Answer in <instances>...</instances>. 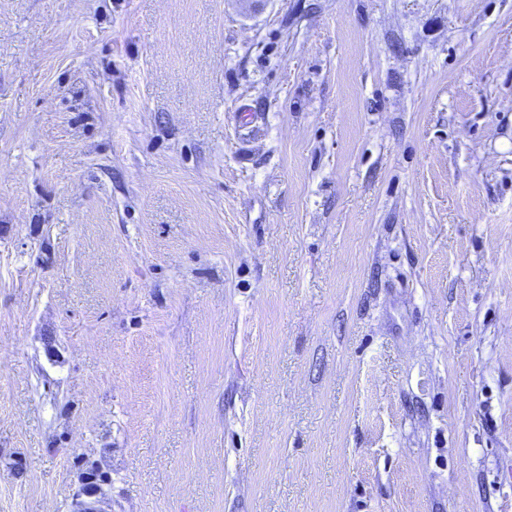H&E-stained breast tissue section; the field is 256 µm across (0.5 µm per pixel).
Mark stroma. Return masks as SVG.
Here are the masks:
<instances>
[{"label": "stroma", "mask_w": 512, "mask_h": 512, "mask_svg": "<svg viewBox=\"0 0 512 512\" xmlns=\"http://www.w3.org/2000/svg\"><path fill=\"white\" fill-rule=\"evenodd\" d=\"M512 512V0H0V512Z\"/></svg>", "instance_id": "stroma-1"}]
</instances>
